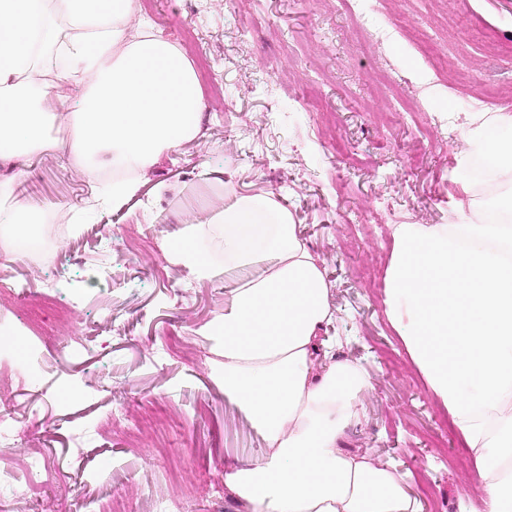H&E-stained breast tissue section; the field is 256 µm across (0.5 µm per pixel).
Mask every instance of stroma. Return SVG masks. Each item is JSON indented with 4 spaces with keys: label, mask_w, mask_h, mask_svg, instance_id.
Instances as JSON below:
<instances>
[{
    "label": "stroma",
    "mask_w": 512,
    "mask_h": 512,
    "mask_svg": "<svg viewBox=\"0 0 512 512\" xmlns=\"http://www.w3.org/2000/svg\"><path fill=\"white\" fill-rule=\"evenodd\" d=\"M165 37L193 61L205 108L199 135L163 157L137 190L80 221L50 263L17 262L19 287L53 283L69 316L37 347L38 361L0 363V396L24 434L0 446V465L23 467L32 449L58 471L29 508L22 487L0 486V512H84L122 497L128 512H164L179 490L199 487L194 512H241L214 493L229 465L250 463L261 437L212 381L191 330L224 312L231 280H198L165 258L163 240L185 235L191 211L225 188L265 190L293 215L319 256L336 319L322 330L334 359L361 366L368 382L362 416L343 446L395 466L423 512H475L483 482L475 467L451 464L465 441L440 433L448 411L427 390L389 323L384 288L361 277L386 273L396 224H459L504 192L462 133L480 116H512V0H143ZM382 35L366 47L356 12ZM318 105L303 109L301 99ZM441 115L418 131L379 125L409 100ZM11 181L0 166L4 208L61 204L81 213L89 189L69 160L28 157ZM89 344L82 355L73 339ZM178 353H170V346ZM40 393L38 415L22 411ZM128 420L113 427L112 418Z\"/></svg>",
    "instance_id": "obj_1"
}]
</instances>
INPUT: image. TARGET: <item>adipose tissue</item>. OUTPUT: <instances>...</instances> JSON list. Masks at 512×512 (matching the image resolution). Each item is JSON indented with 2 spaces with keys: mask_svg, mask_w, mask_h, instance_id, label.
<instances>
[{
  "mask_svg": "<svg viewBox=\"0 0 512 512\" xmlns=\"http://www.w3.org/2000/svg\"><path fill=\"white\" fill-rule=\"evenodd\" d=\"M70 68L52 66L53 57ZM203 93L192 60L146 18L141 0H0V160L14 178L33 153L65 146L88 179L112 170V197L133 193L162 155L192 141ZM499 118L467 129L512 182V135ZM67 135L58 143L50 128ZM503 220L399 224L385 305L429 390L452 416L484 482L481 512H512V195ZM40 204L0 211V255L38 233ZM195 278L244 271L224 313L197 328L211 375L265 448L224 470L246 512H421L401 474L340 446L360 418L366 380L319 350L335 312L322 265L290 211L266 192L223 197L166 247Z\"/></svg>",
  "mask_w": 512,
  "mask_h": 512,
  "instance_id": "obj_1",
  "label": "adipose tissue"
}]
</instances>
